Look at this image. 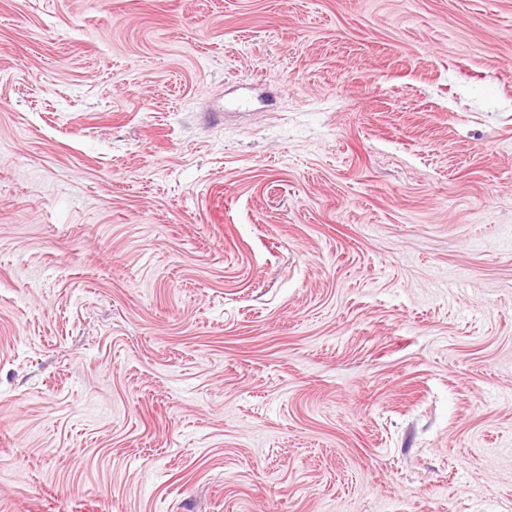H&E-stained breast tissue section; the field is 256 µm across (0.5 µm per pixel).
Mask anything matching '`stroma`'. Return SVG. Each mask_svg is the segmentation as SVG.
<instances>
[{
  "label": "stroma",
  "instance_id": "stroma-1",
  "mask_svg": "<svg viewBox=\"0 0 512 512\" xmlns=\"http://www.w3.org/2000/svg\"><path fill=\"white\" fill-rule=\"evenodd\" d=\"M0 512H512V0H0Z\"/></svg>",
  "mask_w": 512,
  "mask_h": 512
}]
</instances>
